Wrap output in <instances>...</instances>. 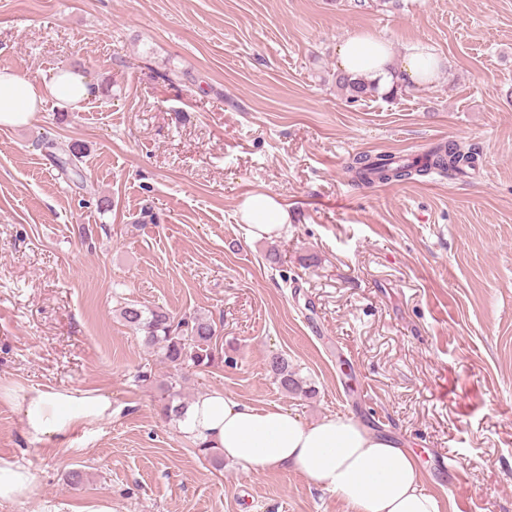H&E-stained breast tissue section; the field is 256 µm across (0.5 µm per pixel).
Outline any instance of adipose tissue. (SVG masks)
<instances>
[{"instance_id": "adipose-tissue-1", "label": "adipose tissue", "mask_w": 512, "mask_h": 512, "mask_svg": "<svg viewBox=\"0 0 512 512\" xmlns=\"http://www.w3.org/2000/svg\"><path fill=\"white\" fill-rule=\"evenodd\" d=\"M336 59L340 73L381 88L426 85L443 64L429 44L412 43L398 53L387 41L362 33L339 43ZM96 93L70 69L57 70L40 85L0 70V126L28 124L46 99L67 107ZM240 213L254 239L278 235L288 221L286 206L269 193L247 196ZM18 405L27 434L36 440L112 416L111 400L89 392L32 388ZM179 428L193 445L219 451L244 471L293 469L349 502L355 512H442L439 500L423 488L414 456L339 415L305 422L282 407H257L212 390L195 398Z\"/></svg>"}]
</instances>
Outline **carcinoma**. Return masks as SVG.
I'll return each mask as SVG.
<instances>
[{
	"label": "carcinoma",
	"instance_id": "obj_1",
	"mask_svg": "<svg viewBox=\"0 0 512 512\" xmlns=\"http://www.w3.org/2000/svg\"><path fill=\"white\" fill-rule=\"evenodd\" d=\"M336 85L345 91L353 102L362 100L377 91L375 84L361 79L352 82L336 75ZM474 156L455 141L440 143L432 147L421 158H404L393 154L356 156L347 166L356 185L371 186L390 184L423 177L437 170L441 173L463 174L473 166ZM121 320L143 337V344L159 350L161 361L177 372L192 368H208L224 361V348L220 346L218 329L209 317L193 312L181 317L174 316L167 309L155 306L149 308L133 302H126L119 308ZM268 368L278 387L285 394H315L306 389L290 369L288 359L273 355L268 360ZM168 401L163 412L166 418H181L188 403L175 392L173 382H168Z\"/></svg>",
	"mask_w": 512,
	"mask_h": 512
}]
</instances>
